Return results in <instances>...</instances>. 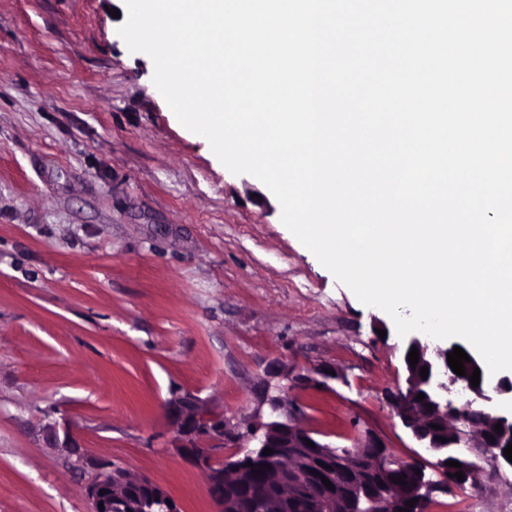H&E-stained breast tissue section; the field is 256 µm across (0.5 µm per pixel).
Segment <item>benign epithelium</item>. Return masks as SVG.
<instances>
[{
	"label": "benign epithelium",
	"instance_id": "obj_1",
	"mask_svg": "<svg viewBox=\"0 0 512 512\" xmlns=\"http://www.w3.org/2000/svg\"><path fill=\"white\" fill-rule=\"evenodd\" d=\"M456 346L471 359L464 363V376L455 374L447 361V354ZM413 347L419 352L414 368L408 362ZM402 353L406 387L390 394L389 404L410 438L435 459L437 479L423 472L416 476L412 488L396 489L391 477L404 462L391 456L387 448H379L382 440L377 435L367 431L353 447L333 451L299 425L300 409H285L281 400L274 397L268 399V404L278 418L242 429L212 412L196 394L177 391L165 402V408L178 421L172 447L205 471L216 512H254L258 503L266 509L274 505L279 512H305L309 507L315 512H336L338 506L344 512H398L408 508L406 502L413 499L417 512L429 504L434 494L463 490L477 481L483 467L461 456L460 448L475 445L489 453L492 466L512 468V462L504 455V449L512 442V414L501 409L503 396L512 395V378L489 376L480 355L456 340L410 336L403 343ZM423 367L428 368L425 380L419 374ZM476 367L480 370V383L473 387L470 377ZM420 393L425 399L412 402ZM498 423L502 426L500 432L495 431ZM433 424L437 428H431ZM43 432L57 448L79 447L74 433L55 421L45 423ZM440 437L447 442L438 441ZM309 440L314 446L307 445ZM228 444L240 449L243 456L215 462L213 450ZM266 448L274 453L263 454ZM450 459L462 464V468L447 466ZM249 462L252 466H269L275 476V483L260 498L249 492V481L244 477L251 470ZM314 470L319 475L312 474ZM458 471L464 480L454 477ZM324 478L333 489L324 485ZM126 481L124 468L101 465L85 488L91 512H113L117 499L122 512H180L178 505H168L170 496L150 478L143 476L139 481L148 489L145 495L128 490Z\"/></svg>",
	"mask_w": 512,
	"mask_h": 512
}]
</instances>
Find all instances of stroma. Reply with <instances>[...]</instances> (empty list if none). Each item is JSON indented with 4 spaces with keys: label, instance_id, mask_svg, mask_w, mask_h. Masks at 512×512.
<instances>
[{
    "label": "stroma",
    "instance_id": "1",
    "mask_svg": "<svg viewBox=\"0 0 512 512\" xmlns=\"http://www.w3.org/2000/svg\"><path fill=\"white\" fill-rule=\"evenodd\" d=\"M124 0H0V512H89L111 462L180 512H215L164 410L189 390L230 423L298 406L336 448L372 431L430 458L393 418L403 339L184 128L118 33ZM334 378L302 385L282 368ZM64 422L81 450L48 445ZM427 512H512V470Z\"/></svg>",
    "mask_w": 512,
    "mask_h": 512
}]
</instances>
